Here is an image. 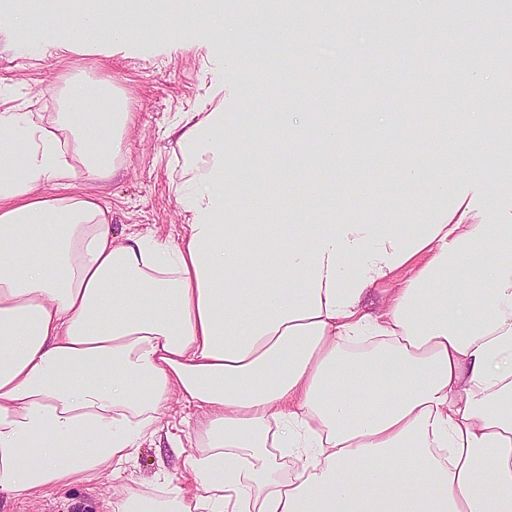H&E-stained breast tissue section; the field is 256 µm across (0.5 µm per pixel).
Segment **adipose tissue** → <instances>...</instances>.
Segmentation results:
<instances>
[{"label":"adipose tissue","mask_w":512,"mask_h":512,"mask_svg":"<svg viewBox=\"0 0 512 512\" xmlns=\"http://www.w3.org/2000/svg\"><path fill=\"white\" fill-rule=\"evenodd\" d=\"M175 4L147 18L167 42L224 26L223 9ZM52 34L143 36L90 4ZM107 90L111 111H80ZM61 94L50 116L0 112V499L122 477L177 396L201 411L182 454L197 494L169 482L99 512H512L511 223L471 224L460 206L421 224L303 215L261 230L254 170L225 219L238 115L188 112L170 130L187 236L118 244L76 181L122 170L128 100L106 79ZM411 265L383 314L361 309ZM277 453L307 463L284 482Z\"/></svg>","instance_id":"ef3b65f1"}]
</instances>
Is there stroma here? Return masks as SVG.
Here are the masks:
<instances>
[{
	"instance_id": "1",
	"label": "stroma",
	"mask_w": 512,
	"mask_h": 512,
	"mask_svg": "<svg viewBox=\"0 0 512 512\" xmlns=\"http://www.w3.org/2000/svg\"><path fill=\"white\" fill-rule=\"evenodd\" d=\"M444 0H428L423 12L402 6L404 26L388 21L384 12L359 7V0H326L322 9L293 8L298 37L288 46L270 39L257 12L225 14V29H250L254 44L226 42L223 32L201 34L180 48L164 40L146 39L130 46L91 39L88 46H55L51 17L35 23L41 38L26 44L13 42L0 29V112L59 111V91L77 73L112 80L125 93L133 122L124 144L126 162L121 173L106 181L83 180L81 187L96 195L112 213L116 240L133 233H154L180 242L188 232L190 215L178 200L182 183L177 146L164 132L185 112L224 109L252 112L297 113L304 118L300 153L289 154L277 131L254 142L246 123H238L226 145L225 165L244 173L256 161L274 170L272 184L278 196H295L300 206L332 211L344 203L361 221L407 224L422 221L445 205L443 198L419 188L420 208L398 207L404 190L403 173L415 165L433 168L448 179V195L466 190L473 204L471 222L502 223L512 212V131L501 130L502 141L479 135L466 123L452 135L411 130L410 125L436 104L438 91H446L448 109L457 113H495L504 99L512 100V82L492 80L482 87L460 85L453 73L463 71L469 39H479L493 71L512 67V54L495 38V20L512 11V0H477L453 20L445 18ZM357 16V28H344L343 16ZM335 40L340 48L337 66L325 72L327 97L305 87L312 41ZM260 74L261 92H245L240 84L248 69ZM334 115L342 132L327 154H320L318 128L326 115ZM361 134H353L352 124ZM348 188L340 199V188ZM373 188L368 207H357V194ZM198 410L172 401L157 436L146 441L130 470L132 479L119 481L128 490H142L156 473H165L197 492L193 477L184 472L174 451L190 445L193 436L186 418ZM109 492L108 481L76 484L23 502L0 501V512H83Z\"/></svg>"
}]
</instances>
